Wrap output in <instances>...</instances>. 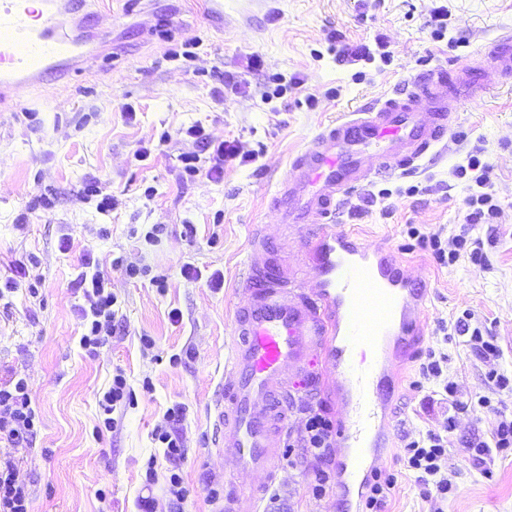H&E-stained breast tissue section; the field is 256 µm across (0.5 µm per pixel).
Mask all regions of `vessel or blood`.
I'll return each mask as SVG.
<instances>
[{"label":"vessel or blood","instance_id":"b4317fda","mask_svg":"<svg viewBox=\"0 0 512 512\" xmlns=\"http://www.w3.org/2000/svg\"><path fill=\"white\" fill-rule=\"evenodd\" d=\"M0 0V105L20 85L43 84L88 62L90 35L79 27L73 0ZM512 73V36L495 39L463 71L420 72L384 100L323 128L280 180L281 221L310 224L316 282L311 293L288 290L266 266L267 246L256 239L234 320V343L214 404L220 446L238 467L274 480L280 433L288 421L286 364L306 366L323 348L336 373V398L346 416L336 439V493L375 470L391 434L393 358L418 332L424 290L396 266L385 248L368 249L337 230L332 215L341 193L371 177L410 167L441 143L462 99H479L487 71ZM255 489H234L223 512H257Z\"/></svg>","mask_w":512,"mask_h":512}]
</instances>
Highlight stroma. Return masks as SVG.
I'll return each mask as SVG.
<instances>
[{
  "label": "stroma",
  "mask_w": 512,
  "mask_h": 512,
  "mask_svg": "<svg viewBox=\"0 0 512 512\" xmlns=\"http://www.w3.org/2000/svg\"><path fill=\"white\" fill-rule=\"evenodd\" d=\"M79 11L111 24V44L88 67L16 88L0 111V385L24 379L40 419L29 441L0 446V459L12 463L31 512H138L142 496L153 512H172V471L188 491L184 512H216L211 489L234 485L260 488L264 512H345L335 490L312 495L315 474L338 468V458L294 449L269 485L216 445L213 401L252 242L261 234L277 243L273 259L289 284L308 288V229L281 224L274 208L292 160L325 126L384 100L410 74L465 69L512 31V0H224L220 16L206 0H81ZM192 125L211 141L235 142L249 161L225 160L220 178L207 177L211 154L187 136ZM195 150L203 172L190 177L179 156ZM473 156L488 169L497 207L485 224L464 221ZM91 184L111 194V214L85 196ZM335 224L369 247L386 245L427 290L414 346L395 365L392 446L378 469L399 479L386 512H512V453L475 450L501 417L512 418V391L490 377L512 380V75L489 73L484 97L461 101L439 157L347 191ZM412 227L480 239L483 259L464 252L439 263L409 237ZM188 265L197 277L185 275ZM87 268L117 299L114 331L91 353L79 345ZM21 279L37 293L10 291ZM465 312L494 337L497 360L466 337L444 342L440 325ZM442 347L443 379L461 400L485 396L489 407L456 412L431 399L435 384L413 387L426 353ZM119 372L133 399L117 404L101 433L99 402ZM284 372L293 389L282 440L296 438L306 405L341 419L336 376L321 354ZM176 405L184 455L172 463L155 429ZM429 429L448 434L452 489L443 499L426 498L401 461L405 440Z\"/></svg>",
  "instance_id": "1"
}]
</instances>
